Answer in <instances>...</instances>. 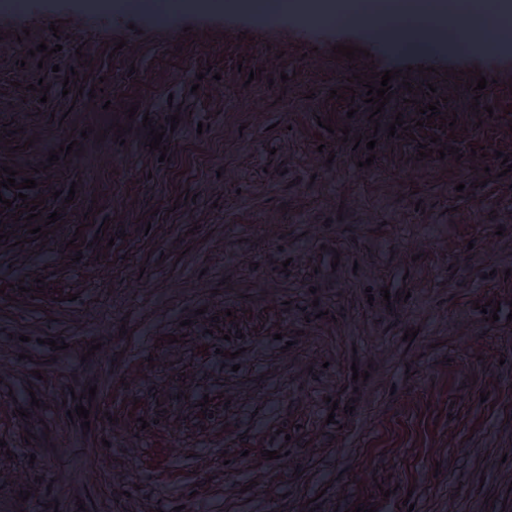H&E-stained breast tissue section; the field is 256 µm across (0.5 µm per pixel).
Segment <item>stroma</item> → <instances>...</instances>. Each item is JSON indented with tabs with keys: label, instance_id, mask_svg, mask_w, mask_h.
<instances>
[{
	"label": "stroma",
	"instance_id": "1",
	"mask_svg": "<svg viewBox=\"0 0 512 512\" xmlns=\"http://www.w3.org/2000/svg\"><path fill=\"white\" fill-rule=\"evenodd\" d=\"M79 2L0 12V161L17 183L35 171L29 199L59 213L31 242L28 208L0 212L17 239L0 245V512H512V85L467 88L512 51ZM42 43L75 76L40 69ZM338 44L366 54L346 67ZM396 69L410 79L373 123L348 78ZM429 83L452 134L407 100ZM173 114L166 153L149 149ZM399 115L410 132L389 136ZM426 136L459 156L420 158ZM91 390L85 429L68 413ZM206 395L230 404L203 418Z\"/></svg>",
	"mask_w": 512,
	"mask_h": 512
}]
</instances>
